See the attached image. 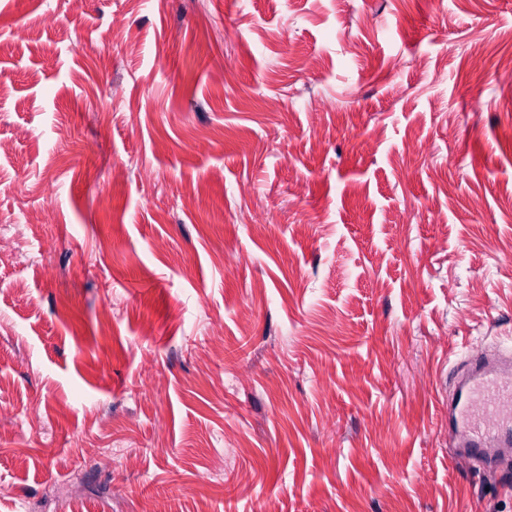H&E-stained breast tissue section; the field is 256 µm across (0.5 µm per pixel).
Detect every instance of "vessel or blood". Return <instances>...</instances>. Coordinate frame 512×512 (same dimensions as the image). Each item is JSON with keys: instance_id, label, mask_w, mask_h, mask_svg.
Segmentation results:
<instances>
[{"instance_id": "1", "label": "vessel or blood", "mask_w": 512, "mask_h": 512, "mask_svg": "<svg viewBox=\"0 0 512 512\" xmlns=\"http://www.w3.org/2000/svg\"><path fill=\"white\" fill-rule=\"evenodd\" d=\"M448 442L458 456L484 462L512 448V355L468 358L448 397Z\"/></svg>"}]
</instances>
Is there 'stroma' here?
<instances>
[{
	"mask_svg": "<svg viewBox=\"0 0 512 512\" xmlns=\"http://www.w3.org/2000/svg\"><path fill=\"white\" fill-rule=\"evenodd\" d=\"M511 55L512 0H0V512H512L443 427Z\"/></svg>",
	"mask_w": 512,
	"mask_h": 512,
	"instance_id": "obj_1",
	"label": "stroma"
}]
</instances>
